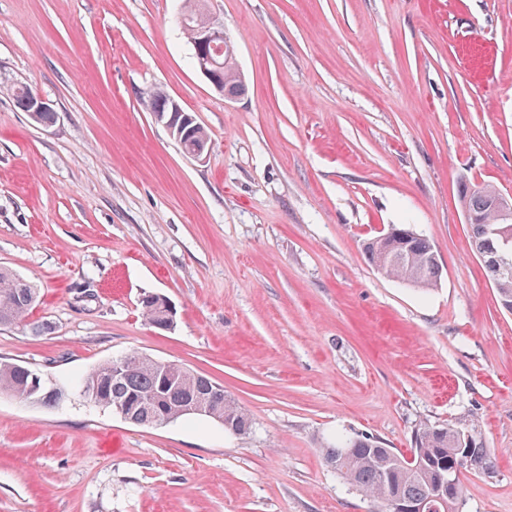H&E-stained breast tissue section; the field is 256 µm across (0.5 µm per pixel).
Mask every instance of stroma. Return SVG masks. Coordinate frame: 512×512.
Returning <instances> with one entry per match:
<instances>
[{"label":"stroma","mask_w":512,"mask_h":512,"mask_svg":"<svg viewBox=\"0 0 512 512\" xmlns=\"http://www.w3.org/2000/svg\"><path fill=\"white\" fill-rule=\"evenodd\" d=\"M208 5L246 80L234 100L197 70L183 0H0V266L40 290L0 326V361L67 393L0 394V512H370L324 448L406 454L447 422L495 462L465 474L462 512H512V313L459 198L512 195V0ZM158 90L207 130L205 160L145 111ZM392 224L433 243V290L367 260ZM148 294L171 329L144 320ZM129 352L222 384L251 433L139 426L79 396ZM30 92H32V89L29 88L27 85H14L13 96L18 107L21 110L23 108L24 112H27L29 115L31 113L37 112L34 117H30L34 123L42 126L52 124L55 119V113L52 112L51 105L46 101V99L42 95ZM23 99H25V101L23 107L21 108V103Z\"/></svg>","instance_id":"stroma-1"}]
</instances>
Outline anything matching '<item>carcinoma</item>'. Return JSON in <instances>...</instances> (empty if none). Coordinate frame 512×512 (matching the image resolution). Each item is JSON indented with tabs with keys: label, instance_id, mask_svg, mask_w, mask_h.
I'll use <instances>...</instances> for the list:
<instances>
[{
	"label": "carcinoma",
	"instance_id": "cac0c4a2",
	"mask_svg": "<svg viewBox=\"0 0 512 512\" xmlns=\"http://www.w3.org/2000/svg\"><path fill=\"white\" fill-rule=\"evenodd\" d=\"M234 55L235 47L230 40L213 51V56L224 64V98L228 100L245 92V81ZM145 106L156 115L167 112L170 102L166 94L156 92L145 100ZM500 194L501 191L495 186L483 183L465 195L461 202L471 214L479 218V223L470 225V233L472 245L482 258L488 279L498 285L499 298L511 299L512 275L503 277L499 274V243L490 239L485 232V225L499 222L495 201ZM390 230L391 233H382L365 243L364 251L368 261L381 275L412 288L429 290L436 287L441 277L440 262L435 258L430 241L407 224H393ZM37 301L38 288L34 284L0 267V326L25 321ZM26 370L27 367L17 363L0 362V392L22 401L31 400L29 384L25 379ZM80 383L86 386L98 385L99 395L95 396L92 403L110 408L116 403L129 402L133 405L131 415L135 424H154L156 410L138 403L140 399L152 397L160 386L156 367L145 356L137 353L126 355V368L119 377L112 376V362H103L80 375ZM214 392L213 380L184 370L179 385L168 395L172 420L191 417L189 413H178L184 400L209 398ZM207 417L224 424V430L235 435H246L252 428V419L247 411L225 399L213 402ZM460 429L461 426L456 423L420 425L412 454L419 461V468L415 470L401 466L406 457L399 451L373 445L366 437L345 444L337 442L336 447L324 449V459L340 478L376 504L374 512H392L389 501L396 489L411 500H423L432 494L433 477L448 468L462 447ZM468 447L474 458V465L469 472L485 474V467L491 464V457L481 437L471 433ZM384 462L393 467L390 484L381 475ZM462 493L463 481L459 477L448 488V495L438 504L436 512H460Z\"/></svg>",
	"mask_w": 512,
	"mask_h": 512
}]
</instances>
